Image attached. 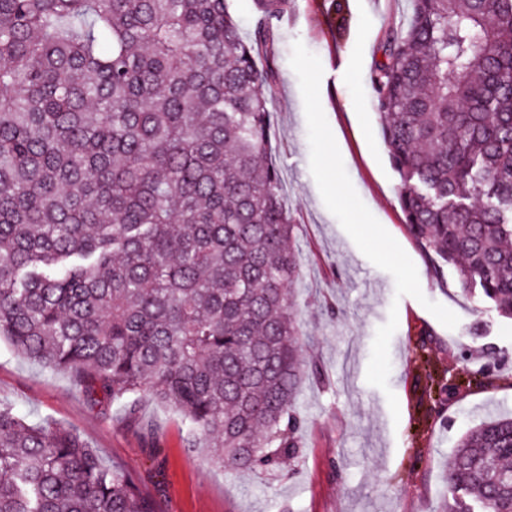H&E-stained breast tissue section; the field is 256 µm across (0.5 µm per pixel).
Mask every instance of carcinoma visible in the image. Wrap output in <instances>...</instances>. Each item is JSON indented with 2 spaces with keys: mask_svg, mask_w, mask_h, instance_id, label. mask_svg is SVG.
Returning <instances> with one entry per match:
<instances>
[{
  "mask_svg": "<svg viewBox=\"0 0 512 512\" xmlns=\"http://www.w3.org/2000/svg\"><path fill=\"white\" fill-rule=\"evenodd\" d=\"M0 0V338L91 401L148 391L214 463L295 454L301 274L256 57L288 0ZM411 236L512 318V0H414L371 76ZM446 512H512V416ZM0 512H156L76 430L0 403Z\"/></svg>",
  "mask_w": 512,
  "mask_h": 512,
  "instance_id": "obj_1",
  "label": "carcinoma"
}]
</instances>
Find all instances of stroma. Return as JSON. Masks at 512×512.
Instances as JSON below:
<instances>
[{
    "instance_id": "stroma-1",
    "label": "stroma",
    "mask_w": 512,
    "mask_h": 512,
    "mask_svg": "<svg viewBox=\"0 0 512 512\" xmlns=\"http://www.w3.org/2000/svg\"><path fill=\"white\" fill-rule=\"evenodd\" d=\"M412 0H290L261 51L274 73L273 162L284 179L301 251L296 321L310 363L299 389V453L279 472L227 470L209 440L147 393L144 434L120 403L89 401L0 342V403L76 429L103 460L132 473L157 512H443L448 460L458 438L487 413L512 412V320L479 307L453 268L433 272L405 226L401 182L373 104L371 76L391 29L408 25ZM302 42L321 61L320 100L352 185L414 262L423 300L396 297L393 277L357 248L326 208L310 171L299 81L289 60ZM459 317L442 325L423 305ZM398 310L389 386L400 416L365 379L377 328ZM138 416V417H139Z\"/></svg>"
}]
</instances>
